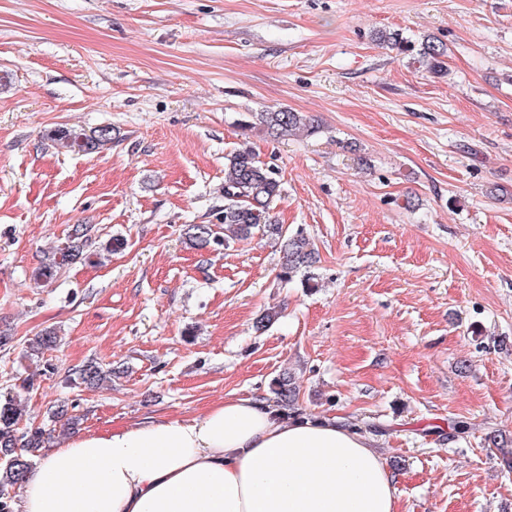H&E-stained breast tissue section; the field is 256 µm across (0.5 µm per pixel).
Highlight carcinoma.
<instances>
[{
  "mask_svg": "<svg viewBox=\"0 0 512 512\" xmlns=\"http://www.w3.org/2000/svg\"><path fill=\"white\" fill-rule=\"evenodd\" d=\"M420 56L426 59L430 71H444L446 56L443 45L428 40L420 49ZM251 123L261 126L275 137L290 136L300 130L312 128L311 119L299 112L275 110L256 112L250 115ZM51 141L58 147L68 150H80L92 153L112 142V131L107 127L90 133H77L67 129H57L51 134ZM224 238L217 236L211 224H189L185 228V239L196 250H206L213 244L243 241L259 234L275 242L280 249V268L278 277L283 281L291 280L303 269L317 263L318 253L310 238L303 232L290 233L270 215V205L280 194V184L274 169L256 159L251 149L238 148L224 157ZM89 241L87 225H75L68 242L34 274V280L43 284L51 279L57 268L79 259ZM58 336L47 331L38 336L29 346L30 355L39 356L56 346ZM75 383L97 386L112 371L90 362L75 371ZM270 392L276 406L286 410L295 405L296 387L290 372L283 371L271 379ZM22 419L17 396L7 392L0 393V512H13L12 497L7 488L21 486L29 470L33 467V458L37 457L45 444L43 430L30 429L19 432Z\"/></svg>",
  "mask_w": 512,
  "mask_h": 512,
  "instance_id": "cac0c4a2",
  "label": "carcinoma"
}]
</instances>
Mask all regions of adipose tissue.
<instances>
[{
  "instance_id": "1",
  "label": "adipose tissue",
  "mask_w": 512,
  "mask_h": 512,
  "mask_svg": "<svg viewBox=\"0 0 512 512\" xmlns=\"http://www.w3.org/2000/svg\"><path fill=\"white\" fill-rule=\"evenodd\" d=\"M397 502V478L366 434L249 396L190 420L76 435L27 475L17 512H397Z\"/></svg>"
}]
</instances>
